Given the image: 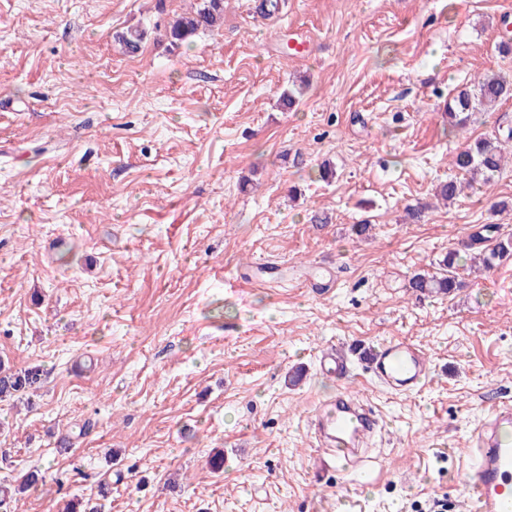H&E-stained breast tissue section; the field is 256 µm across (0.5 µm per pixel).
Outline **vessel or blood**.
I'll return each instance as SVG.
<instances>
[{"mask_svg": "<svg viewBox=\"0 0 512 512\" xmlns=\"http://www.w3.org/2000/svg\"><path fill=\"white\" fill-rule=\"evenodd\" d=\"M365 371L373 380L402 393L418 389L429 367L425 352L405 339H393L369 353ZM323 372L343 379L350 368L338 350L321 360ZM381 417L365 403L343 393L323 402L308 420L321 452L339 457L356 454L365 437L382 428ZM474 462L465 484L477 512H512V403L495 406L472 431Z\"/></svg>", "mask_w": 512, "mask_h": 512, "instance_id": "b4317fda", "label": "vessel or blood"}]
</instances>
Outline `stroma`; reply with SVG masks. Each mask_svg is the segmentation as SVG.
Listing matches in <instances>:
<instances>
[{
  "label": "stroma",
  "mask_w": 512,
  "mask_h": 512,
  "mask_svg": "<svg viewBox=\"0 0 512 512\" xmlns=\"http://www.w3.org/2000/svg\"><path fill=\"white\" fill-rule=\"evenodd\" d=\"M259 2L224 0L176 46L160 30L197 0H0V359L44 371L35 407L0 401V483L46 474L20 512H472L471 431L512 399V259L459 268L449 295L408 281L476 231L512 234V158L435 196L453 154L512 130V100L446 115L475 77L512 76V0ZM395 337L429 357L417 392L358 365ZM332 345L348 379L319 369ZM342 391L385 423L363 473L307 427ZM146 36L147 31L145 29L130 27L126 30L116 32L113 38L123 52L134 55L140 51Z\"/></svg>",
  "instance_id": "obj_1"
}]
</instances>
